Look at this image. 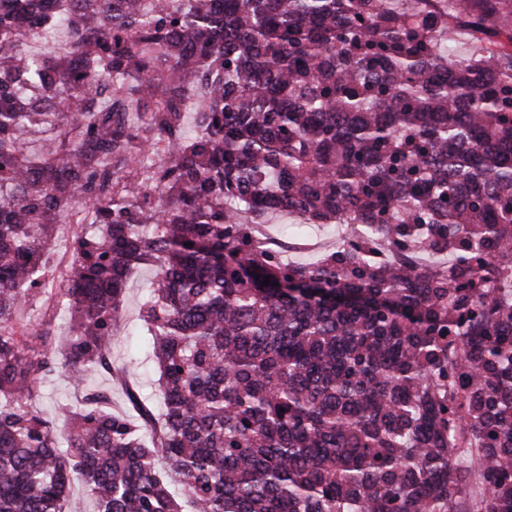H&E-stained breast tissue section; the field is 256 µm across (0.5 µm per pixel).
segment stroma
I'll list each match as a JSON object with an SVG mask.
<instances>
[{"instance_id": "stroma-1", "label": "stroma", "mask_w": 512, "mask_h": 512, "mask_svg": "<svg viewBox=\"0 0 512 512\" xmlns=\"http://www.w3.org/2000/svg\"><path fill=\"white\" fill-rule=\"evenodd\" d=\"M344 231V226L340 224L305 225L302 234L309 245L299 248L289 244V226L284 218L271 217L259 227L260 238L265 244L279 248L286 259L298 263L318 259ZM154 273L155 269L150 265H141L132 271L124 294L123 314L113 328L112 363L126 369L125 381L118 382L97 373L76 384L65 375H52L42 382L33 399V407L39 415L57 421L60 408L78 405L86 392L101 388L110 392L109 409L129 417H137L135 404L139 401L150 408H158L161 393L157 366L151 356L146 329L139 317L140 306L150 293L149 284Z\"/></svg>"}]
</instances>
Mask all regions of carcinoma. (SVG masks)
I'll use <instances>...</instances> for the list:
<instances>
[{
    "label": "carcinoma",
    "mask_w": 512,
    "mask_h": 512,
    "mask_svg": "<svg viewBox=\"0 0 512 512\" xmlns=\"http://www.w3.org/2000/svg\"><path fill=\"white\" fill-rule=\"evenodd\" d=\"M63 28L65 56L19 51ZM134 115L166 162L122 187ZM273 216L351 231L299 264L257 236ZM142 263L161 411L96 390L61 433L37 387L125 374ZM75 484L96 512H512V0H0V512ZM49 258L50 272L41 288H45L46 293L52 292L54 294L56 289L62 286V276L72 261V251L65 252L64 248H55Z\"/></svg>",
    "instance_id": "cac0c4a2"
}]
</instances>
